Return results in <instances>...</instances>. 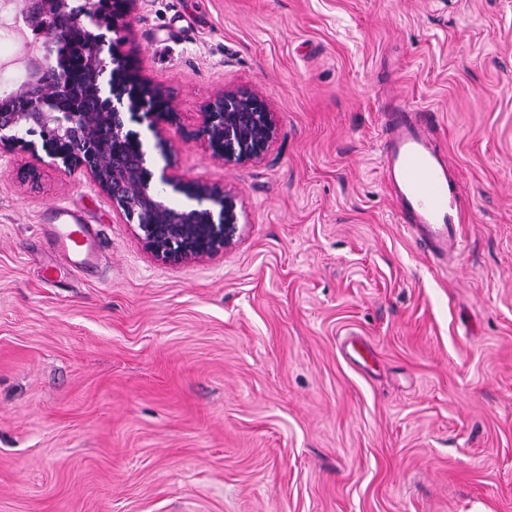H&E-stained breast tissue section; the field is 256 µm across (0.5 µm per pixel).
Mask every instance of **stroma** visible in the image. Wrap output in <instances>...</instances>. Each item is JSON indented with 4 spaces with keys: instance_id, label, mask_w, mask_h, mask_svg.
Segmentation results:
<instances>
[{
    "instance_id": "stroma-1",
    "label": "stroma",
    "mask_w": 512,
    "mask_h": 512,
    "mask_svg": "<svg viewBox=\"0 0 512 512\" xmlns=\"http://www.w3.org/2000/svg\"><path fill=\"white\" fill-rule=\"evenodd\" d=\"M126 23L181 114L167 154L143 131L150 169L232 189L242 230L158 260L93 182L0 148V512H512V0H138ZM0 54L19 92L32 51ZM224 87L275 112L263 161L189 138ZM385 94L458 169L447 264L381 180ZM58 205L98 261L49 283Z\"/></svg>"
}]
</instances>
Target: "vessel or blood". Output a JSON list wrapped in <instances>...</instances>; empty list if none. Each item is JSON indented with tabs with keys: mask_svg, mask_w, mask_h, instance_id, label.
<instances>
[{
	"mask_svg": "<svg viewBox=\"0 0 512 512\" xmlns=\"http://www.w3.org/2000/svg\"><path fill=\"white\" fill-rule=\"evenodd\" d=\"M381 112L387 131L381 175L399 223L433 255L463 253L467 242L459 227L466 223L468 210L458 171L435 143L426 112L400 103L382 105ZM41 230L54 241L59 257L46 265L45 279H53L59 267L79 272L97 260L96 229L69 208H54Z\"/></svg>",
	"mask_w": 512,
	"mask_h": 512,
	"instance_id": "obj_1",
	"label": "vessel or blood"
}]
</instances>
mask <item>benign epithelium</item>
<instances>
[{
  "mask_svg": "<svg viewBox=\"0 0 512 512\" xmlns=\"http://www.w3.org/2000/svg\"><path fill=\"white\" fill-rule=\"evenodd\" d=\"M138 0H25L27 25L51 35L49 44L73 52L85 74L97 85L98 101L86 112L75 100L73 83L61 57L29 74L19 93L0 98V143L21 147L35 159L43 149L52 164L80 172L111 200L128 223L137 224L144 248L165 262L210 258L231 247L239 233L240 213L232 191L204 182H182L164 168L160 176L147 166L141 133L130 124L148 122L156 145L166 142L169 128L180 124L166 91L140 77L117 57L112 69L101 58L105 28L118 34ZM278 135L275 113L257 91H219L197 113L189 137L203 141L226 164L262 161ZM170 186L196 205L173 208L156 184Z\"/></svg>",
  "mask_w": 512,
  "mask_h": 512,
  "instance_id": "7a95c632",
  "label": "benign epithelium"
}]
</instances>
